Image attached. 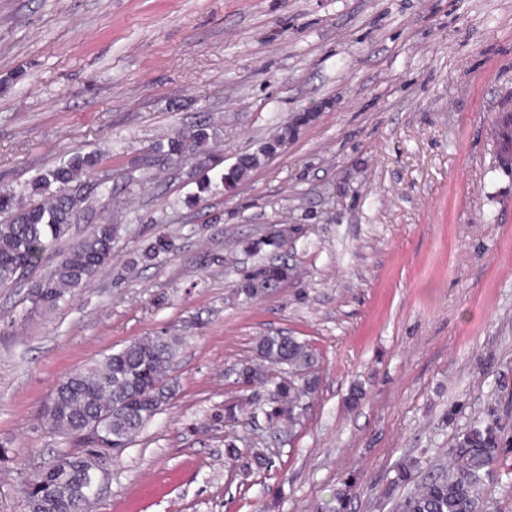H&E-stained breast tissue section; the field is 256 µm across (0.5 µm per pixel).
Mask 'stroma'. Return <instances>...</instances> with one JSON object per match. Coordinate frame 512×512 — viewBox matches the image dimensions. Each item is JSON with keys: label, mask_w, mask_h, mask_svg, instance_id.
<instances>
[{"label": "stroma", "mask_w": 512, "mask_h": 512, "mask_svg": "<svg viewBox=\"0 0 512 512\" xmlns=\"http://www.w3.org/2000/svg\"><path fill=\"white\" fill-rule=\"evenodd\" d=\"M312 118L234 191L194 200V161L155 145L205 123L225 165L295 113ZM512 0H0V190L102 151L112 194L63 238L121 224L107 270L50 309L0 288V512L69 440L43 409L58 382L135 339L184 336L176 394L113 459L94 512H392L476 427L508 451L493 498L512 512ZM289 229L292 275L235 293L246 243ZM174 252L149 264L148 239ZM316 352L292 426L223 422L261 336ZM364 392L357 406L347 399ZM268 472L225 462L226 439ZM225 448L228 460L239 461L242 458L246 459L242 465L243 469L246 471H250L253 466L255 469L261 470L270 469L274 465L273 459L264 451L263 448H251L248 458L242 456V453L239 451L235 441L227 442V444H225Z\"/></svg>", "instance_id": "stroma-1"}]
</instances>
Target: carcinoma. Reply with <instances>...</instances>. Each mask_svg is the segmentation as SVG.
<instances>
[{"label":"carcinoma","mask_w":512,"mask_h":512,"mask_svg":"<svg viewBox=\"0 0 512 512\" xmlns=\"http://www.w3.org/2000/svg\"><path fill=\"white\" fill-rule=\"evenodd\" d=\"M312 114L301 112L255 151L238 157L221 175L231 188L261 159L284 145ZM209 127L201 124L177 132L155 147L160 157L182 161L207 154ZM104 156L97 152L75 154L69 160L44 170L19 191L0 192V212L10 220L0 224V288L15 283L39 266L46 253L65 236L83 205L94 195L108 191L107 182L97 178ZM120 225L109 218L88 236L57 256L54 270L32 287L30 300L36 308H51L68 292L84 286L112 260V245ZM170 236L160 235L142 250L139 259L152 261L171 252ZM288 264L267 262L252 268L240 281L238 292L247 300L257 299L288 280ZM182 339L179 336H146L107 354L94 367L78 369L57 385L44 411L49 433L76 438L82 447L71 451L86 477L99 479L98 459L85 434L94 423L102 444L128 447L175 395L168 378ZM260 362L245 365L238 383L267 389L268 398L251 396L224 407V421L235 423L244 415L261 412L270 422L293 423L301 396L316 392L319 378L312 348L294 336L266 335L257 345ZM505 452L496 431L476 428L463 440L448 465V472L420 484L397 504L398 512H486L491 507V466ZM273 459L262 448H252L243 462L249 471L270 469Z\"/></svg>","instance_id":"carcinoma-1"}]
</instances>
